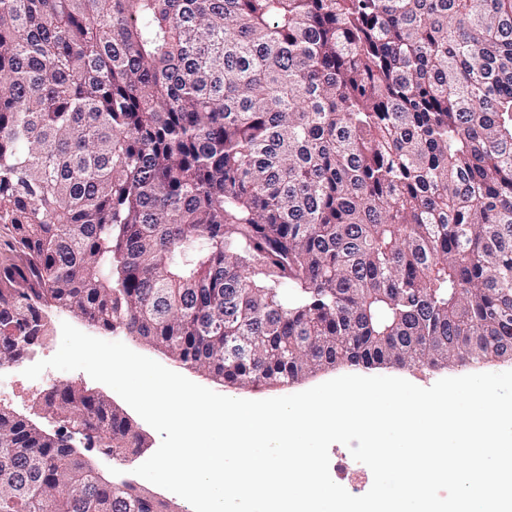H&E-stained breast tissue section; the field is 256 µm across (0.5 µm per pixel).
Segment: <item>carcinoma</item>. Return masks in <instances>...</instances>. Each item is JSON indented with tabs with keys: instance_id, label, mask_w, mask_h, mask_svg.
Here are the masks:
<instances>
[{
	"instance_id": "1",
	"label": "carcinoma",
	"mask_w": 512,
	"mask_h": 512,
	"mask_svg": "<svg viewBox=\"0 0 512 512\" xmlns=\"http://www.w3.org/2000/svg\"><path fill=\"white\" fill-rule=\"evenodd\" d=\"M0 366L43 310L224 386L512 360V0H0ZM0 409V512H164Z\"/></svg>"
}]
</instances>
